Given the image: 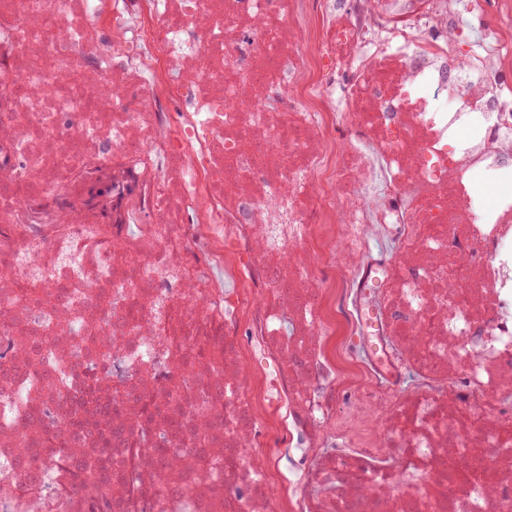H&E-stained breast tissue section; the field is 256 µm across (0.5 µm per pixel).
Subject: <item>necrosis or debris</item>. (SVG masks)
I'll list each match as a JSON object with an SVG mask.
<instances>
[{"instance_id": "necrosis-or-debris-1", "label": "necrosis or debris", "mask_w": 512, "mask_h": 512, "mask_svg": "<svg viewBox=\"0 0 512 512\" xmlns=\"http://www.w3.org/2000/svg\"><path fill=\"white\" fill-rule=\"evenodd\" d=\"M460 17L0 0V512H512V0Z\"/></svg>"}]
</instances>
